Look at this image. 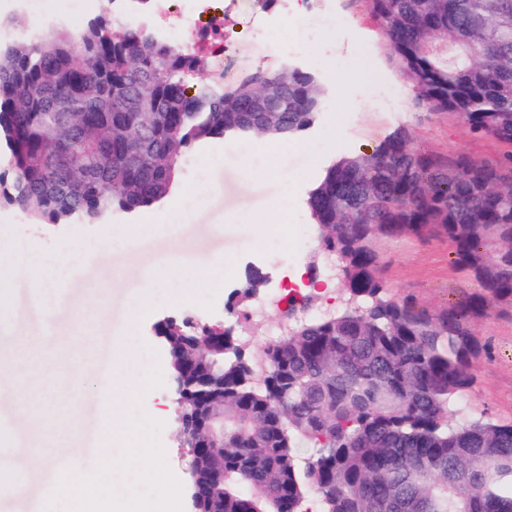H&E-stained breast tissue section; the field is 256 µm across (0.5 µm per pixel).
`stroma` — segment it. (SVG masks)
Wrapping results in <instances>:
<instances>
[{
    "label": "stroma",
    "instance_id": "stroma-1",
    "mask_svg": "<svg viewBox=\"0 0 512 512\" xmlns=\"http://www.w3.org/2000/svg\"><path fill=\"white\" fill-rule=\"evenodd\" d=\"M317 8L331 22L314 36L300 37L293 23L294 0H201L191 26L173 33L169 44L200 47V39L213 18L224 19V73L235 80L268 67H298L315 75L326 90L323 109L315 123L296 137L276 168L248 179L241 159L251 148L247 140L215 139L188 149L169 196L134 214L116 213L110 226L97 224H36L15 206L0 207V239L10 242L19 255L35 254L54 264L69 253H87L65 287L37 288L24 273L8 281L10 313L0 318V359L8 358L15 342L30 338L39 348L46 387L57 400L35 410L19 406L15 384H0V467L22 475L15 488L20 497L11 512H26L25 501L43 494V471L29 458L38 454L42 436L37 426L51 424L70 435L71 458L82 471L92 473L95 458L85 456L89 433L101 426L100 399H82L75 409H60L67 399L66 380L74 368L86 375L98 371V353L121 339L137 349L144 372L159 370L162 383L149 397L133 402L126 416L138 419L158 401L167 414L156 434L166 462L181 487L189 485L188 457L176 436V395L167 350L156 332L171 317L193 315L224 326L234 317L228 302L247 266L267 274L269 283L260 295L266 303V324L279 328L278 308L268 301L298 270L313 261V247L282 249L284 230L309 223L306 198L325 169L339 157L371 153L397 125H407L417 147L445 157L467 154L494 161L501 147L491 139L471 138L461 123L418 107L411 81L392 60L386 42L360 0H317ZM109 15L115 29L147 28L151 21L142 6H112L110 0H44V12L32 17L20 0L0 6V19L19 20L28 34L56 30L78 31L100 15ZM205 183L210 192L192 212H184V188ZM182 214L181 223L167 224V215ZM131 224L154 228L133 250L103 243V236ZM385 277L393 295H414L432 311L447 306L462 293L476 291V283L462 278L450 266L447 239L409 241L389 239L380 245ZM219 258L231 273L202 296L188 295L172 304L169 287H161L145 301L138 317L130 308L141 292L144 273L180 259L186 272ZM90 312L86 333H79L76 315ZM490 354L473 368L476 381L467 399L476 413L501 422L512 421V311L502 310L476 327Z\"/></svg>",
    "mask_w": 512,
    "mask_h": 512
}]
</instances>
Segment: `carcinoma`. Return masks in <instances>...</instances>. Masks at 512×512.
I'll list each match as a JSON object with an SVG mask.
<instances>
[{"label":"carcinoma","mask_w":512,"mask_h":512,"mask_svg":"<svg viewBox=\"0 0 512 512\" xmlns=\"http://www.w3.org/2000/svg\"><path fill=\"white\" fill-rule=\"evenodd\" d=\"M361 2L416 104L502 151L445 160L395 128L372 153L328 166L306 200L340 308L292 299L288 334L252 349L242 331L268 282L252 267L230 300L233 324L159 326L194 357L174 370L182 430L202 427L197 399L220 401L224 449L192 462L198 512H306L310 493L317 512H512V422L461 404L488 351L475 325L512 309V0ZM201 61L106 17L0 45V203L36 224L106 226L116 210L163 201L188 148L290 139L320 112L325 89L299 68L226 81L199 77ZM430 237L448 238L454 271L481 287L439 312L392 295L378 251Z\"/></svg>","instance_id":"obj_1"}]
</instances>
